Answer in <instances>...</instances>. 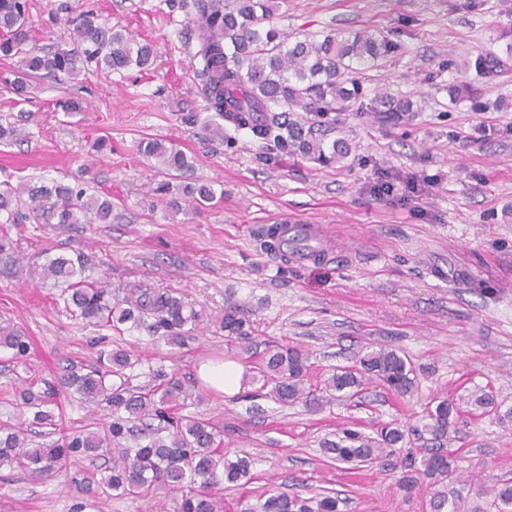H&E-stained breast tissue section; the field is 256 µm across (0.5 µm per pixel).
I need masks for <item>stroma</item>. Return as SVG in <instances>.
Returning a JSON list of instances; mask_svg holds the SVG:
<instances>
[{
  "instance_id": "stroma-1",
  "label": "stroma",
  "mask_w": 512,
  "mask_h": 512,
  "mask_svg": "<svg viewBox=\"0 0 512 512\" xmlns=\"http://www.w3.org/2000/svg\"><path fill=\"white\" fill-rule=\"evenodd\" d=\"M274 24L287 34L335 29L378 32L400 53L364 71L365 94L412 97L414 111L387 121L352 104L330 116L329 138L347 139V158L328 167L299 156H271L250 134L233 143L208 140L185 125L207 104L194 69L184 18L163 0H32V42L66 47L68 20L86 5L112 23L151 38L158 57L149 71L108 73L88 67L75 82L32 80L27 120H19L11 81L18 59L0 57V123L18 135L0 144V181L57 180L112 198L108 224L11 225L9 255L0 254V329L32 342L26 362L0 349V422H17L8 395L20 380L42 385L73 363L95 361L116 342L138 350L152 366L199 384L207 361L247 363L238 343L207 330L183 347L147 332L119 334L77 324L59 304L53 281H33L28 266L46 253L83 252L115 288L139 285L181 293L207 314L225 306L248 312L257 343L298 345L309 354V379L348 366L371 348L411 359L418 390L400 399L371 387L350 399L283 406L265 398L229 401L201 386L187 407L224 424L227 453L260 456L248 487L228 489L226 502L273 486L287 492L330 488L341 512H433L423 487L400 489L380 466L328 461L324 439L352 428L375 435L379 425L415 423L429 401L492 389L496 408H463L450 444L460 455L453 483L459 512L479 503L475 482L512 477V108L495 127L468 105L450 104L446 86L462 79L487 99H512V62L495 77L459 74L452 59L512 44V0H277ZM78 98L65 112L60 101ZM150 136L182 150L196 177L224 190L219 203L173 208L152 192L166 175L135 144ZM399 170L439 178L432 194L404 203L364 190L374 173ZM290 217L327 224L332 242L308 262L270 255L261 227ZM149 512L130 498H84L69 477L43 480L0 467V512Z\"/></svg>"
}]
</instances>
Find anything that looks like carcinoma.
<instances>
[{
  "label": "carcinoma",
  "instance_id": "cac0c4a2",
  "mask_svg": "<svg viewBox=\"0 0 512 512\" xmlns=\"http://www.w3.org/2000/svg\"><path fill=\"white\" fill-rule=\"evenodd\" d=\"M171 12L183 15L190 34L197 40L192 54L201 89L214 112L202 121L197 114L181 117L187 125H200L204 135L224 140V123L235 130H246L263 147L281 155H300L328 166L345 158L349 143L341 138L327 141L289 112L294 107L308 113L334 112L336 106L357 99L360 87L343 86L345 73L391 54L397 45L387 37L369 32L350 36L331 31L314 36L288 38L270 21L274 5L270 0H164ZM29 0H0V54L21 57L20 75L11 82L16 104L29 101L30 79L34 77L73 80L82 69L95 64L109 71L150 69L156 58V45L101 18L87 6L68 19L72 48L40 51L29 46ZM457 70H475L493 76L503 67L494 52L479 54L473 60L452 62ZM448 94L457 101H469L478 111L504 110L512 105L505 98L480 101L467 85H450ZM365 109L382 117L412 111L408 99H397L378 91ZM137 150L157 160L170 178H184L191 170L187 156L176 147L143 138ZM173 206L184 194L196 203H206L224 192H216L215 182L196 178L185 185L161 182L154 188ZM27 195L28 213L18 209L21 195ZM7 224L19 218H33L46 224L106 223L112 217V201L85 197L84 189L55 182L50 186H12L0 182V212ZM34 280H53L62 287L60 299L71 317L118 332L142 326L170 345H178L204 322L202 310L167 289L124 288L112 292L108 282L89 272L81 255L49 256L42 264L29 267ZM227 338L251 350L253 327L236 307L224 310L218 320ZM0 346L12 351V357H27V337L13 331L0 335ZM309 355L298 346L266 344L255 366L258 390L241 399L271 398L281 405L309 406L319 400L343 393L354 396L365 382L372 381L397 397L413 394L415 369L409 359L394 349L380 347L365 352L351 367L329 370L320 386L307 384ZM68 391L82 403L94 406L109 419L104 432H69L57 423L49 406L56 404L58 389ZM14 397L30 416L0 426V466L13 463L37 476L65 474L70 465L110 455L111 466L98 481L82 479V493L91 497H130L152 503L153 512H227L218 489L243 487L252 480L258 458L241 450L231 459L224 453V427L210 418H198L180 412L195 397V387L184 384L164 368L143 372L139 360L121 345L98 353L93 364H73L57 384L41 389L27 384L15 390ZM459 403L443 399L415 425L389 422L367 436L353 429L343 430L339 440L323 441L325 453L340 463L369 466L374 463L399 474L398 485L409 491L425 482L433 489L436 512H457L456 502L439 486L459 477L458 455L447 448L451 434L457 432ZM49 438L30 446L32 429ZM424 440L419 455H402L406 438ZM180 492L173 508L154 500L160 486ZM485 506L476 512H512V479H498L486 486ZM340 500L327 492L306 496L290 495L268 488L251 502L240 498L237 512H339Z\"/></svg>",
  "mask_w": 512,
  "mask_h": 512
}]
</instances>
